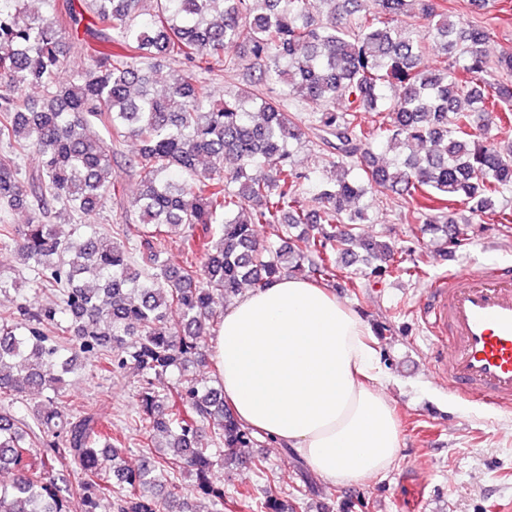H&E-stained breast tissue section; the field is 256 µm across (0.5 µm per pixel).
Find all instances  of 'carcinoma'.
<instances>
[{
	"mask_svg": "<svg viewBox=\"0 0 512 512\" xmlns=\"http://www.w3.org/2000/svg\"><path fill=\"white\" fill-rule=\"evenodd\" d=\"M320 3L329 5L325 16ZM411 5L444 54L438 66L424 63L421 45L398 25ZM85 19L128 53L96 55L62 82ZM489 39L487 27L452 18L438 0H0V144L10 149L0 156V208L30 215L0 223V244L57 295L35 307L0 276V295L15 293L0 310V394L45 396L31 407L28 431L0 411V469L16 472L0 486V512H98L106 495L113 512H166L173 501L158 491H181V472L195 476L190 492L224 512L216 455L233 458L255 439L223 387L189 374L206 357L197 337L224 318L218 300L263 288L307 258L312 276L336 279L355 241L369 276L418 274L372 265L394 258L393 248L355 231L369 221L362 199L376 185L404 197L406 223L433 233L458 223V202L474 216L494 210L512 190V139L471 128L512 127V50L493 59ZM245 56L258 77L215 99L211 76L236 72ZM162 58L186 74L161 92L153 73ZM31 84L41 100L27 94ZM297 100L320 106L311 129L336 156L313 211L303 203L310 176L292 162L306 138L289 111ZM129 139L140 145L129 159L140 177L131 202L138 224L108 233L76 224L61 236L56 225L124 199L112 159ZM28 158L35 165L23 178ZM255 224L279 225L288 245L258 243ZM179 226L184 260L172 267L165 242ZM73 351L96 373L139 384L134 421L152 461L121 469L115 492L123 441L104 407L64 394ZM174 371L170 405L162 380ZM205 426L212 448L197 444ZM238 499L249 512H281L270 492Z\"/></svg>",
	"mask_w": 512,
	"mask_h": 512,
	"instance_id": "carcinoma-1",
	"label": "carcinoma"
}]
</instances>
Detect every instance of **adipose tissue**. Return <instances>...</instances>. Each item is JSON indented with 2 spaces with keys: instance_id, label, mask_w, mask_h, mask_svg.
Segmentation results:
<instances>
[{
  "instance_id": "1",
  "label": "adipose tissue",
  "mask_w": 512,
  "mask_h": 512,
  "mask_svg": "<svg viewBox=\"0 0 512 512\" xmlns=\"http://www.w3.org/2000/svg\"><path fill=\"white\" fill-rule=\"evenodd\" d=\"M212 350L237 419L328 483L379 476L397 460L401 432L372 332L326 289L283 275L241 294Z\"/></svg>"
}]
</instances>
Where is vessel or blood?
Listing matches in <instances>:
<instances>
[{"instance_id": "b4317fda", "label": "vessel or blood", "mask_w": 512, "mask_h": 512, "mask_svg": "<svg viewBox=\"0 0 512 512\" xmlns=\"http://www.w3.org/2000/svg\"><path fill=\"white\" fill-rule=\"evenodd\" d=\"M438 338L431 358L457 396L512 409V265L449 267L419 300Z\"/></svg>"}]
</instances>
